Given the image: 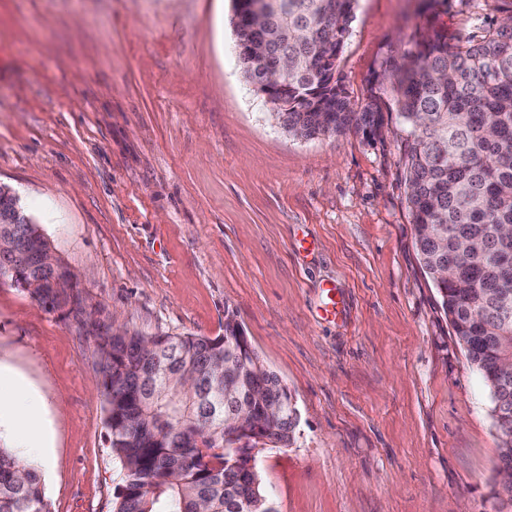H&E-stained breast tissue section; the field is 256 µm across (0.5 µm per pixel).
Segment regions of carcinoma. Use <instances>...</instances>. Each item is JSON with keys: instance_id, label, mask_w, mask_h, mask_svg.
Here are the masks:
<instances>
[{"instance_id": "1", "label": "carcinoma", "mask_w": 512, "mask_h": 512, "mask_svg": "<svg viewBox=\"0 0 512 512\" xmlns=\"http://www.w3.org/2000/svg\"><path fill=\"white\" fill-rule=\"evenodd\" d=\"M356 0H263L264 21L235 26L236 39L277 37L273 52L288 58V108L272 113L294 138L344 133L374 135L383 125L380 102L389 99L406 132L400 162L423 267L441 297L458 343L489 391L498 435L497 473H512V8L478 42L450 36L428 14L409 47L381 63L380 80L366 102L352 103L341 84L327 87L320 46L324 28H336V54L349 33ZM245 80L258 83L265 58H240ZM16 253L4 268L38 276L36 257L53 249L38 224H0ZM61 288L30 293L54 308L62 293L78 292L58 262ZM448 269V277L440 276ZM95 334L105 397L108 438L123 469L113 512H275L249 460L225 446V422L247 412L251 436L287 447L299 423L297 408L272 426L269 402L292 399L258 353L241 347V324L225 310L224 334L144 336L112 332L99 318ZM0 512H51L39 471L0 444Z\"/></svg>"}]
</instances>
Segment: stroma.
Masks as SVG:
<instances>
[{
  "mask_svg": "<svg viewBox=\"0 0 512 512\" xmlns=\"http://www.w3.org/2000/svg\"><path fill=\"white\" fill-rule=\"evenodd\" d=\"M507 6L444 0L436 24L478 39ZM419 7L357 0L336 68L353 103ZM231 15V0H0V184L115 324L217 336L236 312L300 414L290 446L255 455L276 512H512L493 495L488 390L415 247L396 112L379 137H289L243 78ZM331 284L336 321L320 315ZM82 323L0 281V367L47 445L28 450L5 416L0 443L52 512H113L122 466Z\"/></svg>",
  "mask_w": 512,
  "mask_h": 512,
  "instance_id": "1",
  "label": "stroma"
}]
</instances>
